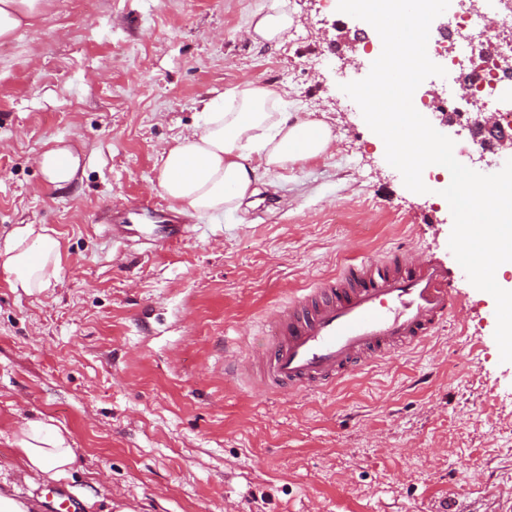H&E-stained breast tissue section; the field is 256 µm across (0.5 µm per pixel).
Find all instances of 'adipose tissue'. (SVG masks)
<instances>
[{
  "instance_id": "obj_1",
  "label": "adipose tissue",
  "mask_w": 512,
  "mask_h": 512,
  "mask_svg": "<svg viewBox=\"0 0 512 512\" xmlns=\"http://www.w3.org/2000/svg\"><path fill=\"white\" fill-rule=\"evenodd\" d=\"M46 0H0V40L31 25ZM294 24L287 0L253 15L247 36L258 44L285 41ZM200 123L160 156L157 187L178 212L193 218L233 212L255 194L260 171L287 167L325 155L330 128L318 121L292 120L275 90L251 82L203 98ZM36 162L49 186L61 189L77 177L81 158L54 143ZM61 264V243L53 229L26 224L0 245V271L13 291L31 295L51 286ZM26 480L57 482L76 460L69 434L50 419L25 421L16 438Z\"/></svg>"
}]
</instances>
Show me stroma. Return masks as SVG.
Masks as SVG:
<instances>
[{"instance_id":"35a3bbf8","label":"stroma","mask_w":512,"mask_h":512,"mask_svg":"<svg viewBox=\"0 0 512 512\" xmlns=\"http://www.w3.org/2000/svg\"><path fill=\"white\" fill-rule=\"evenodd\" d=\"M274 0H48L0 42V245L54 228L59 279L27 295L0 273V481L25 498L15 439L29 419L70 434L59 489L85 512H512V362L496 303L449 248L441 192L408 190L341 89L336 37L371 39L324 0H289L282 45L244 31ZM293 118L327 124V155L262 173L234 213L183 219L157 189L159 158L198 102L244 82ZM61 139L83 159L61 190L35 158ZM152 196L180 244L112 240L105 215ZM416 250L452 274L457 316L438 336L328 392L261 394L227 377L264 341L263 317L349 260Z\"/></svg>"}]
</instances>
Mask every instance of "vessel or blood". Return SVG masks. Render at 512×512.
Returning <instances> with one entry per match:
<instances>
[{
	"label": "vessel or blood",
	"mask_w": 512,
	"mask_h": 512,
	"mask_svg": "<svg viewBox=\"0 0 512 512\" xmlns=\"http://www.w3.org/2000/svg\"><path fill=\"white\" fill-rule=\"evenodd\" d=\"M455 311L447 268L407 249L351 263L274 307L249 363L262 387L318 393L437 335Z\"/></svg>",
	"instance_id": "obj_1"
}]
</instances>
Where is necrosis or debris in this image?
Masks as SVG:
<instances>
[{"label": "necrosis or debris", "instance_id": "necrosis-or-debris-1", "mask_svg": "<svg viewBox=\"0 0 512 512\" xmlns=\"http://www.w3.org/2000/svg\"><path fill=\"white\" fill-rule=\"evenodd\" d=\"M462 31L470 33V40L459 39ZM505 32H512V12L504 10L500 0H485L484 10L478 14L461 15L447 9L442 30L428 39V56L444 67L454 82H461L465 65L476 79L467 96L452 94L436 101L420 98L417 109L452 113L466 122L474 121L478 113L491 112L501 129L512 130V74L503 73L496 56L486 50L488 42L496 41L501 51L511 53L512 43L499 39Z\"/></svg>", "mask_w": 512, "mask_h": 512}]
</instances>
